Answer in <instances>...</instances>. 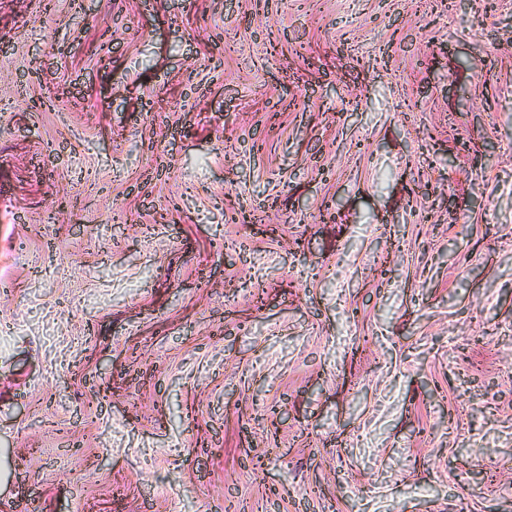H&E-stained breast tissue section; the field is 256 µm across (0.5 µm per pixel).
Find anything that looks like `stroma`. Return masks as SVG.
Wrapping results in <instances>:
<instances>
[{
	"mask_svg": "<svg viewBox=\"0 0 512 512\" xmlns=\"http://www.w3.org/2000/svg\"><path fill=\"white\" fill-rule=\"evenodd\" d=\"M0 512H512V0H0Z\"/></svg>",
	"mask_w": 512,
	"mask_h": 512,
	"instance_id": "1",
	"label": "stroma"
}]
</instances>
